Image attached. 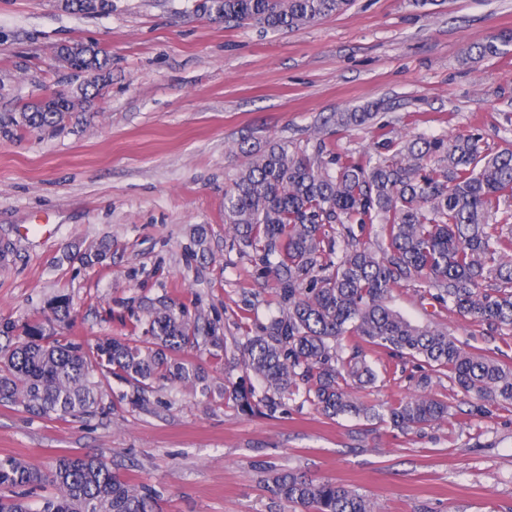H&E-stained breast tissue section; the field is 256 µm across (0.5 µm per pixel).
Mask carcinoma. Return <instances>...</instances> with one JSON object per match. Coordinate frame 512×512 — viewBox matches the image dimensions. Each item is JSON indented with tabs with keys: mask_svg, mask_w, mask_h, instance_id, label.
<instances>
[{
	"mask_svg": "<svg viewBox=\"0 0 512 512\" xmlns=\"http://www.w3.org/2000/svg\"><path fill=\"white\" fill-rule=\"evenodd\" d=\"M351 0H195L193 11L239 25L296 29L344 11ZM512 32L491 36L469 52L495 57ZM57 57L77 72L102 71L110 59L88 45H63ZM75 108L67 97L24 104L0 132L65 126ZM371 108L336 112V127L373 122ZM224 223L261 274L270 277L278 315L247 338L240 366L264 392L240 383L229 395L243 410L277 409L305 386V401L333 419L357 415L400 431L448 416V404L419 395L376 408L356 402L349 383L368 384L376 372L346 336L410 358L431 374L481 401L476 413L512 405V366L478 355L443 325H416L388 305L391 289L416 281L439 307L470 318L490 333L512 332V144L493 151L478 134L419 136L399 146L384 139L364 161L341 156L318 138L304 148L275 143L238 175L224 197ZM50 314L25 323L15 342L0 347V405L36 416L104 414L95 374L132 388L122 395L146 402L156 380L191 386L209 399L205 371L174 357L197 341L199 318L158 301L148 305L144 339L103 338L88 350L47 330L72 319L65 296ZM0 512H162L158 494L133 485L97 455H62L36 467L0 458ZM54 489L36 503L33 491ZM274 498L303 512H376L367 495L304 474L275 473Z\"/></svg>",
	"mask_w": 512,
	"mask_h": 512,
	"instance_id": "1",
	"label": "carcinoma"
}]
</instances>
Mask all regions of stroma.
<instances>
[{"label": "stroma", "instance_id": "35a3bbf8", "mask_svg": "<svg viewBox=\"0 0 512 512\" xmlns=\"http://www.w3.org/2000/svg\"><path fill=\"white\" fill-rule=\"evenodd\" d=\"M512 31V0H354L294 31L237 26L193 12L190 0H112L105 15L60 0H0V117L55 91L97 84L65 127L0 135V321L24 324L58 295L75 321L58 335L84 347L134 337L149 303L186 307L218 324L183 357L215 386L238 383L226 354L278 310L224 224V194L255 154L324 138L336 153L372 154L382 137L482 134L512 140V46L467 60L470 46ZM105 51L106 73L61 66L62 44ZM371 103L373 125L336 129L332 113ZM204 244L188 252L191 235ZM108 243L110 257L79 255ZM389 305L442 324L477 352L512 365V334L489 335L395 287ZM377 371L368 405L419 393L417 364L366 347ZM109 414L40 417L0 405V457L41 466L94 453L125 480L157 490L163 512H288L266 483L303 472L367 494L378 512H512V406L472 415L473 397L434 376L447 421L401 432L355 416L329 419L301 400L246 412L188 387L154 383L144 405L102 380Z\"/></svg>", "mask_w": 512, "mask_h": 512}]
</instances>
